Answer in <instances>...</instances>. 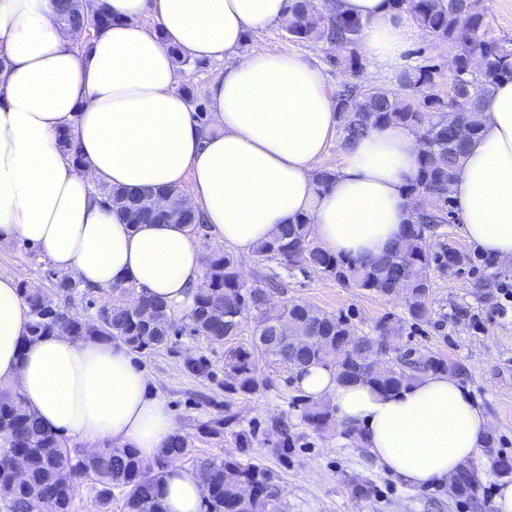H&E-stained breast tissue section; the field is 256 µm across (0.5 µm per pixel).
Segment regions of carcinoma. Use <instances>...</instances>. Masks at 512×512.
Returning <instances> with one entry per match:
<instances>
[{
	"instance_id": "carcinoma-1",
	"label": "carcinoma",
	"mask_w": 512,
	"mask_h": 512,
	"mask_svg": "<svg viewBox=\"0 0 512 512\" xmlns=\"http://www.w3.org/2000/svg\"><path fill=\"white\" fill-rule=\"evenodd\" d=\"M289 38L296 42L323 43L336 54L331 61L359 77L366 61L359 52L366 22L331 6L333 0H287ZM399 13L409 15L433 38L456 50V69L448 96L437 90L442 74L420 63L396 76L391 85L377 87L350 82L336 92L341 146L345 147L369 130L400 123L412 128L418 141V167L408 195H426L429 201L408 225L404 241L391 251L366 259H347L320 246L310 237L309 220L284 224L256 254L271 264L270 273L247 280L237 258L217 251L206 258L204 274L194 296V309L186 318L189 333L210 344L224 347V391L252 395L260 389L259 365L275 373L294 375L312 364L334 368L338 382L365 380L383 390L399 391L428 372L448 374L465 383L471 377L467 365L431 352L416 359L389 352L377 356V342H396L407 327L429 322L432 309V274L446 273L463 265L494 269L498 276L508 271L476 253L436 252L431 240L448 221L457 220L452 186L457 180L466 149L483 125L482 99L504 80H512V39L494 36L482 0H393ZM65 24L99 30L111 22L93 0H60ZM105 202L117 207L130 224H144L155 217L152 190L129 194L111 187L100 188ZM182 195L178 188L164 192L174 205L171 221L191 230L202 226L198 213L185 216L176 208ZM302 262L314 271L348 288L391 297L402 283L408 286L405 312L389 313L372 330L357 333L351 318L326 311L304 300L277 299L285 292L287 278ZM53 288L33 292L26 282L20 290L31 320L26 336L34 341L55 331L57 320H70L77 341L119 339L137 353L167 347L173 336L166 306L144 296L135 309L104 304L89 319L73 310L75 298L88 297L94 289H79L65 275H54ZM224 308V320L216 322L212 309ZM253 326H248L249 316ZM286 319L295 335L307 337L299 345L279 335L277 324ZM252 330V342L244 346L239 337ZM335 410L324 400L306 399L303 418L319 430L335 420ZM0 484L13 485L12 496L0 502V512H30L39 497L57 504L59 512H71L79 483L91 481L97 512H112V500L120 494L123 512H163L160 471L143 461L132 449L101 448L87 457L71 452L61 437L45 429L29 412L17 392L0 391ZM164 454L190 458L204 489V512H280L279 490L270 478L253 466H242L221 456L197 457L192 440L176 433ZM25 460L27 478L15 482L12 459ZM249 483L253 497L242 499L239 487Z\"/></svg>"
}]
</instances>
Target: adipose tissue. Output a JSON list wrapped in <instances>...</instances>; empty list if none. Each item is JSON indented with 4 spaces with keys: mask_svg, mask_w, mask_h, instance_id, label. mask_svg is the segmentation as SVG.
<instances>
[{
    "mask_svg": "<svg viewBox=\"0 0 512 512\" xmlns=\"http://www.w3.org/2000/svg\"><path fill=\"white\" fill-rule=\"evenodd\" d=\"M110 26L79 43L58 0H0V241L43 253L81 284L130 285L187 317L202 279V242L182 224H130L102 203L101 186L136 192L191 184L211 240L252 256L280 225L306 217L311 235L341 256L389 250L412 221L408 185L415 133L370 130L343 152L330 188L313 174L339 129L320 71L303 57L244 52L248 39L285 22L286 0H96ZM365 20V55L397 69L420 35L389 0H337ZM151 18L146 28L143 18ZM218 63L201 126L179 88L172 55ZM480 135L454 193L463 235L512 259V81L483 103ZM69 136L76 156L64 153ZM29 308L18 281L0 276V389L19 392L38 420L86 449H131L163 475L164 512H200L194 470L165 458L178 429L167 400L126 344L55 332L25 339ZM309 397L385 468L414 487L446 483L483 445L489 417L458 380L423 375L397 392L333 370L297 376Z\"/></svg>",
    "mask_w": 512,
    "mask_h": 512,
    "instance_id": "1",
    "label": "adipose tissue"
}]
</instances>
